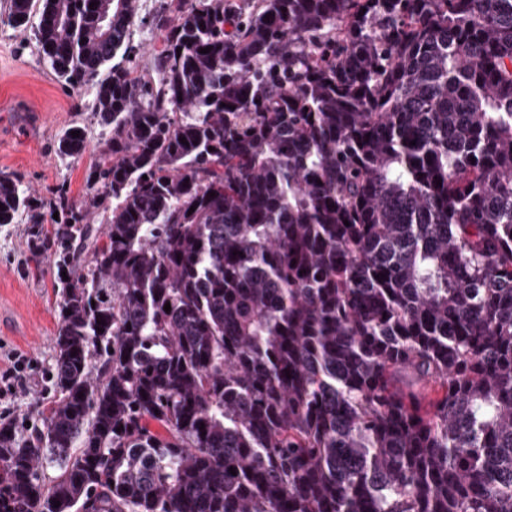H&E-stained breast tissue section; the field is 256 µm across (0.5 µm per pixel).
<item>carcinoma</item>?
<instances>
[{
	"label": "carcinoma",
	"mask_w": 512,
	"mask_h": 512,
	"mask_svg": "<svg viewBox=\"0 0 512 512\" xmlns=\"http://www.w3.org/2000/svg\"><path fill=\"white\" fill-rule=\"evenodd\" d=\"M6 20L107 136L78 199L0 173L59 282L0 512H512V0Z\"/></svg>",
	"instance_id": "1"
}]
</instances>
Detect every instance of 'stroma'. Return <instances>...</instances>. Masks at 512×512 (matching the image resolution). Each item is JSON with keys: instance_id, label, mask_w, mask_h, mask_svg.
Here are the masks:
<instances>
[{"instance_id": "1", "label": "stroma", "mask_w": 512, "mask_h": 512, "mask_svg": "<svg viewBox=\"0 0 512 512\" xmlns=\"http://www.w3.org/2000/svg\"><path fill=\"white\" fill-rule=\"evenodd\" d=\"M6 9L7 0H0V171L18 176L44 199L61 187L80 197L103 138L93 95L65 87L38 54L33 31L2 22ZM75 123L85 128L89 149L77 159L60 157L56 140ZM53 282V272L43 270L30 247L26 225H1L0 369L12 351L35 369L15 394L0 400V412L34 428L38 405L52 393L45 374L59 322Z\"/></svg>"}]
</instances>
